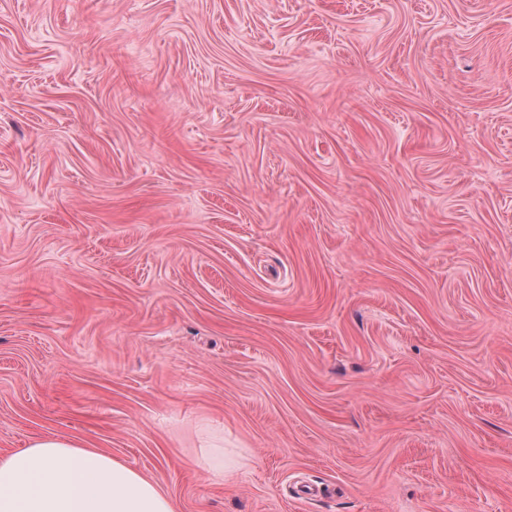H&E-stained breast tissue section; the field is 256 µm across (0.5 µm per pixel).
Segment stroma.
<instances>
[{
  "label": "stroma",
  "mask_w": 512,
  "mask_h": 512,
  "mask_svg": "<svg viewBox=\"0 0 512 512\" xmlns=\"http://www.w3.org/2000/svg\"><path fill=\"white\" fill-rule=\"evenodd\" d=\"M48 434L177 512H512V0H0V455ZM201 456L214 478L227 480L246 466V457L234 448H224V429L207 423L201 429Z\"/></svg>",
  "instance_id": "stroma-1"
}]
</instances>
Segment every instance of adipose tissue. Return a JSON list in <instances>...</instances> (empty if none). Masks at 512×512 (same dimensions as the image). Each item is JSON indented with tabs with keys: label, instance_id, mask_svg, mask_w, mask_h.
Instances as JSON below:
<instances>
[{
	"label": "adipose tissue",
	"instance_id": "1",
	"mask_svg": "<svg viewBox=\"0 0 512 512\" xmlns=\"http://www.w3.org/2000/svg\"><path fill=\"white\" fill-rule=\"evenodd\" d=\"M201 456L214 478L227 480L246 458L225 447L224 432L201 429ZM0 512H177L156 482L112 455L46 435L0 456Z\"/></svg>",
	"mask_w": 512,
	"mask_h": 512
}]
</instances>
